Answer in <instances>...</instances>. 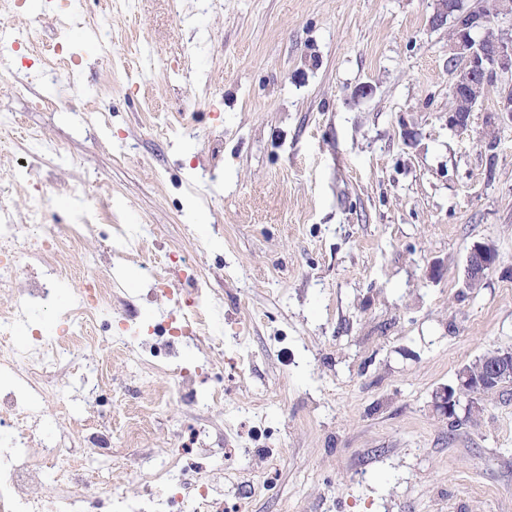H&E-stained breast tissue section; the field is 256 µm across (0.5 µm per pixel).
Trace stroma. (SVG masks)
<instances>
[{
    "label": "stroma",
    "mask_w": 512,
    "mask_h": 512,
    "mask_svg": "<svg viewBox=\"0 0 512 512\" xmlns=\"http://www.w3.org/2000/svg\"><path fill=\"white\" fill-rule=\"evenodd\" d=\"M48 0H0V26L29 27L31 51L0 79V113L55 144L27 181L0 179L15 201L38 191L65 223L71 187L131 231L149 227L156 257L179 246L219 305L211 332L250 338L247 371L231 346L189 347L213 360L224 391L263 398L266 421L242 420L232 457L243 485L269 487L249 512H512V385L482 412L448 421L433 393L490 348H512V122L494 86L464 127L452 122L448 28L435 0H141L105 17L112 45L81 34L73 84L25 85L53 57ZM109 110L81 114L99 89ZM52 97V110L35 98ZM499 262L464 288L467 256ZM145 255L113 260L112 314L158 304ZM121 411L148 400L126 355L101 344ZM179 400L160 406L148 441L112 440V478L133 488L139 463L176 434L221 424ZM274 447L275 466L252 449Z\"/></svg>",
    "instance_id": "stroma-1"
}]
</instances>
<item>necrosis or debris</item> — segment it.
I'll list each match as a JSON object with an SVG mask.
<instances>
[{"mask_svg":"<svg viewBox=\"0 0 512 512\" xmlns=\"http://www.w3.org/2000/svg\"><path fill=\"white\" fill-rule=\"evenodd\" d=\"M98 219L97 211L85 210L72 223L46 228L47 201L34 193L27 198L26 221L19 224L0 199V294L12 299L10 307L0 309V512H219L226 502L233 512H247L248 496L224 493L211 481H185L182 448L158 449L159 460L137 492L113 485L108 427L115 407L105 395L102 364L80 357V350L108 342L113 350L132 355L143 383L158 375L173 378L161 400H193L196 371L179 364L175 351L207 334L218 308L196 288L183 296L181 317L154 325L157 347L144 349L133 309L112 336L101 338L102 306L114 285L103 274L100 258L93 256L83 275L84 288L57 311L49 327H42L44 309L73 276L59 254L79 250L84 231ZM23 328L28 331L24 344H13ZM63 364L71 373L93 376L82 394L85 414H77L68 392L57 385ZM77 432L83 433L88 453L77 460L62 458L60 437ZM48 480L59 487L51 496L44 492Z\"/></svg>","mask_w":512,"mask_h":512,"instance_id":"obj_1","label":"necrosis or debris"}]
</instances>
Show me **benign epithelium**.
<instances>
[{"label":"benign epithelium","instance_id":"benign-epithelium-1","mask_svg":"<svg viewBox=\"0 0 512 512\" xmlns=\"http://www.w3.org/2000/svg\"><path fill=\"white\" fill-rule=\"evenodd\" d=\"M433 20L438 24L448 22V16L456 14L454 29L457 34L448 41L451 58L463 61L451 85L454 106V123L462 126L466 116L473 111L497 73L512 72V37L499 35L492 46L483 49L473 34L487 28L494 15H512V0H492V8L484 5L478 9L464 10L466 0H436ZM498 263L496 250L486 244L471 249L466 261L464 287L475 290L482 287L487 272ZM512 384V350L495 349L463 367L453 386H444L433 397V407L441 416H456L462 397L468 398L467 413L479 415V400L506 385Z\"/></svg>","mask_w":512,"mask_h":512}]
</instances>
